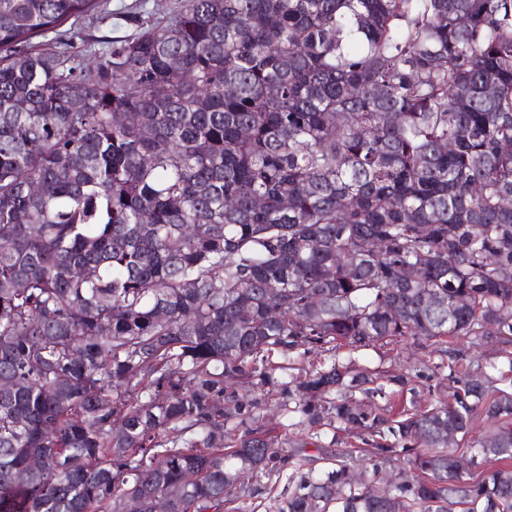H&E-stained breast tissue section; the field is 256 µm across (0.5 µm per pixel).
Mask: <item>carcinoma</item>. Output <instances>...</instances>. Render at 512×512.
I'll list each match as a JSON object with an SVG mask.
<instances>
[{
	"instance_id": "1",
	"label": "carcinoma",
	"mask_w": 512,
	"mask_h": 512,
	"mask_svg": "<svg viewBox=\"0 0 512 512\" xmlns=\"http://www.w3.org/2000/svg\"><path fill=\"white\" fill-rule=\"evenodd\" d=\"M106 10L0 0V512H512V0ZM171 0H108L107 7L113 14L106 18L98 26L88 28L84 24H74L75 28H83L85 34H91L95 37H109L108 39L116 37H125L133 34L136 31V26L133 22L128 21V17L146 9L153 13H157L154 17H161L163 14L162 9L169 4ZM122 12L121 14H115ZM413 340H408V345L405 344H391L381 349H368L360 351L356 354L359 364L368 368H389L391 365H396V362L404 363L403 361H417L422 360L425 352L419 350L412 344ZM264 414H266V417L262 422L264 425L263 429L269 432V435L283 438L285 434H288L289 440L293 442H300L299 440L302 438L305 439V436L302 435V432L298 430L299 428L288 429V424L292 423L288 421V415H283L277 410H268ZM253 494L246 497L247 512H278L276 497L288 494V471L278 475H261L253 481ZM274 491L270 493V491Z\"/></svg>"
}]
</instances>
